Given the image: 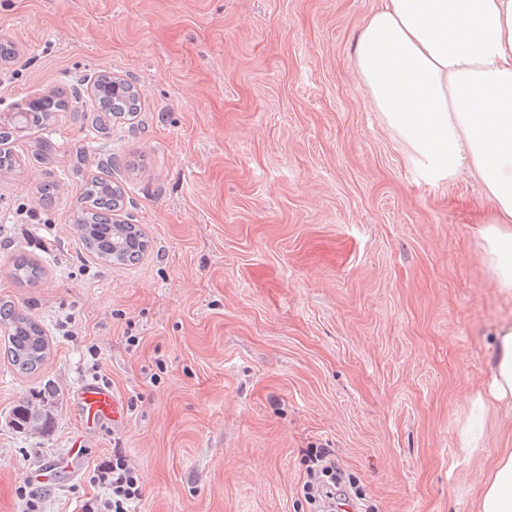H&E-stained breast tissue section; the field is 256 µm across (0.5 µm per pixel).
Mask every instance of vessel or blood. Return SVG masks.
Instances as JSON below:
<instances>
[{"label": "vessel or blood", "mask_w": 512, "mask_h": 512, "mask_svg": "<svg viewBox=\"0 0 512 512\" xmlns=\"http://www.w3.org/2000/svg\"><path fill=\"white\" fill-rule=\"evenodd\" d=\"M74 409L81 431L70 441L67 466L83 464L89 449V440L105 425L122 426L127 421L125 403L112 387L100 381H84L75 389ZM58 471L57 464L43 463L28 469L27 481L34 486L52 485Z\"/></svg>", "instance_id": "vessel-or-blood-1"}]
</instances>
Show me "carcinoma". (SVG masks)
<instances>
[{
	"label": "carcinoma",
	"instance_id": "cac0c4a2",
	"mask_svg": "<svg viewBox=\"0 0 512 512\" xmlns=\"http://www.w3.org/2000/svg\"><path fill=\"white\" fill-rule=\"evenodd\" d=\"M100 87L98 108L111 119L123 112L140 109L136 87L124 82L113 86L106 77H97ZM80 90H59L54 96L32 101L23 112L27 114L24 123L0 125V144L12 143L24 136L22 129L29 126L42 127L52 120L53 114L68 109V99L79 100ZM117 185L110 179L93 177L83 184L80 197V215L77 226L81 244L98 260L106 264L132 265L137 263L148 247L145 234L137 225L112 224L103 219L102 213L123 205L124 196L115 193ZM11 275L26 285H36L43 278L42 267L25 253L12 257ZM0 325L8 332L6 355L10 364L22 374L37 371L47 358L49 343L40 324L29 315L18 311L5 300L0 301ZM46 419V413L35 402L25 401L13 411L14 424L19 428L39 430Z\"/></svg>",
	"mask_w": 512,
	"mask_h": 512
}]
</instances>
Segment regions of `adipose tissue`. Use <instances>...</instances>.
Listing matches in <instances>:
<instances>
[{
	"label": "adipose tissue",
	"mask_w": 512,
	"mask_h": 512,
	"mask_svg": "<svg viewBox=\"0 0 512 512\" xmlns=\"http://www.w3.org/2000/svg\"><path fill=\"white\" fill-rule=\"evenodd\" d=\"M363 88L436 177L468 165L495 212L480 230L498 288L512 294V0H384L355 46ZM479 414L512 409V323L492 338ZM480 512H512V451L483 482Z\"/></svg>",
	"instance_id": "adipose-tissue-1"
}]
</instances>
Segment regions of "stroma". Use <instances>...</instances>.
Segmentation results:
<instances>
[{"label":"stroma","instance_id":"obj_1","mask_svg":"<svg viewBox=\"0 0 512 512\" xmlns=\"http://www.w3.org/2000/svg\"><path fill=\"white\" fill-rule=\"evenodd\" d=\"M380 0H0V120L105 72L141 110L110 133L55 113L0 170V300L43 328L30 375L0 358V512H85L112 439L142 483L133 512H309L307 449H332L375 512H477L512 410L459 449L490 341L512 323L478 230L492 211L468 169L429 176L361 87L353 50ZM52 139L55 152L41 157ZM149 248L107 265L76 230L79 172L100 155ZM56 181V205L38 190ZM44 268L16 283L9 258ZM138 345H129V337ZM102 379L105 426L59 484L24 473L64 455L73 391ZM51 391L42 432L14 406Z\"/></svg>","mask_w":512,"mask_h":512}]
</instances>
